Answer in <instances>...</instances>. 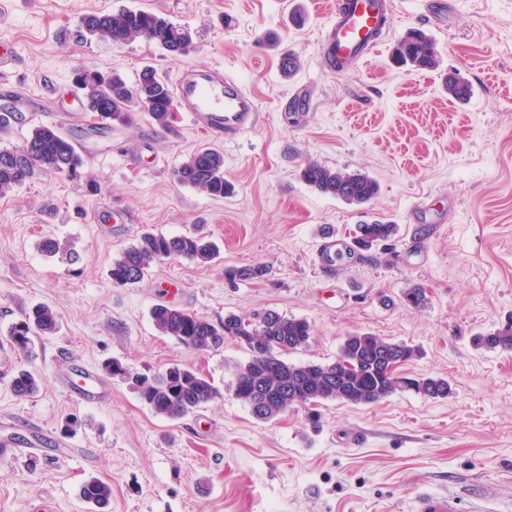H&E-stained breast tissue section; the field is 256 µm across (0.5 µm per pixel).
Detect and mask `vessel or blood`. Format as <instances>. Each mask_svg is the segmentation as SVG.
Here are the masks:
<instances>
[{
    "instance_id": "obj_1",
    "label": "vessel or blood",
    "mask_w": 512,
    "mask_h": 512,
    "mask_svg": "<svg viewBox=\"0 0 512 512\" xmlns=\"http://www.w3.org/2000/svg\"><path fill=\"white\" fill-rule=\"evenodd\" d=\"M391 24L386 0H333L320 49L338 68L359 65L376 51ZM177 92L191 120L209 133L234 138L256 122L255 99L235 77L193 69ZM80 376V384L70 389L74 399L97 404L110 397V390L90 370L81 369ZM412 512H462V507L455 494L423 492L415 497Z\"/></svg>"
}]
</instances>
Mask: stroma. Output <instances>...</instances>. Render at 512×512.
<instances>
[{"mask_svg":"<svg viewBox=\"0 0 512 512\" xmlns=\"http://www.w3.org/2000/svg\"><path fill=\"white\" fill-rule=\"evenodd\" d=\"M328 0H6L0 42L17 49L0 75V107L18 105L22 123L0 129V149L30 128L55 125L82 148L77 176L46 173L0 196V512H86L80 484L112 486L109 512H409L421 492L460 496L463 512H512V352L475 348L472 338L512 317V0H393L390 33L372 59L336 74L318 41ZM142 9L191 28L179 57L137 39L115 47L72 37L90 11ZM412 29L434 42L436 69L392 60ZM300 59L281 74L283 52ZM92 65L136 82L153 66L171 84L195 67L238 78L259 102L254 127L227 141L204 135L185 112L171 129L146 113L128 126L94 132L98 120L72 97L73 72ZM452 74L472 88L467 102L443 89ZM201 146L224 155L232 195L218 199L179 184L173 170ZM362 170L379 191L355 206L313 191L306 162ZM397 225L389 246L353 250L357 225ZM341 257L319 265L322 227ZM146 232H199L218 255L197 264L165 259L135 284L118 286L114 259ZM60 253L46 255L44 237ZM262 264L264 279L231 282L229 266ZM423 287L427 307L402 300ZM51 306L59 332L28 352L10 326L36 304ZM163 303L212 322L229 313L274 309L306 319L308 347L293 362L334 360L347 333L371 332L418 346L409 377L447 378L443 400L400 391L371 406L331 401L311 424L298 407L255 419L229 394L231 369L246 349L225 339L192 352L161 335L151 310ZM75 359L104 379L112 398L92 406L63 389ZM119 361L142 377L169 364L200 369L223 400L172 421L154 415ZM20 369L39 391L19 398ZM39 430L53 450L25 451ZM10 385L17 397L26 398L39 391L40 378L31 371L21 370L13 376Z\"/></svg>","mask_w":512,"mask_h":512,"instance_id":"1","label":"stroma"}]
</instances>
